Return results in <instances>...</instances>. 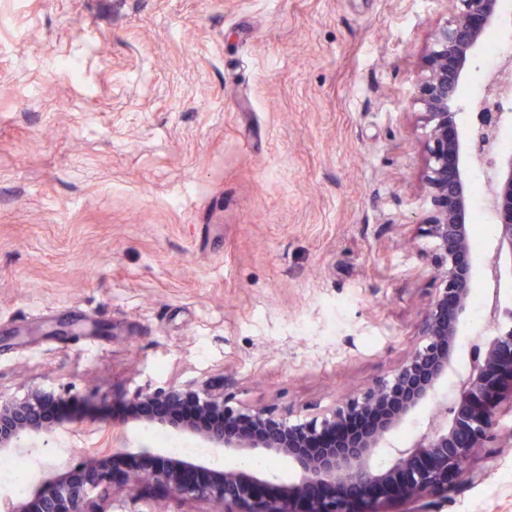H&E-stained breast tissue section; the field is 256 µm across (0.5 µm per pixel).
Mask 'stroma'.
Wrapping results in <instances>:
<instances>
[{
    "label": "stroma",
    "instance_id": "35a3bbf8",
    "mask_svg": "<svg viewBox=\"0 0 512 512\" xmlns=\"http://www.w3.org/2000/svg\"><path fill=\"white\" fill-rule=\"evenodd\" d=\"M446 8L0 0V394L59 396L29 485L108 434L112 512H210L132 491L135 390L304 419L393 373L435 288L411 96ZM475 464L432 512H512V447Z\"/></svg>",
    "mask_w": 512,
    "mask_h": 512
}]
</instances>
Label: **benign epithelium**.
Wrapping results in <instances>:
<instances>
[{"label":"benign epithelium","instance_id":"7a95c632","mask_svg":"<svg viewBox=\"0 0 512 512\" xmlns=\"http://www.w3.org/2000/svg\"><path fill=\"white\" fill-rule=\"evenodd\" d=\"M502 0H449L447 14L431 35L413 94L425 152L424 233L433 242L437 288L417 329L418 345L388 379L343 397L326 413L292 422L268 408L237 409L211 383L146 386L133 403L165 413L143 418L146 429L197 441L220 456L261 454L287 460L297 474L280 484L243 467L216 471L198 482L190 473L212 469L174 454L151 455L152 467L134 474L131 490L157 488L179 500L202 501L217 512H359V506L391 499L420 500L446 493L464 479L483 477L473 460L502 447L499 416L512 410V307L502 305L504 281L512 282V147L501 131L512 125L502 109L480 113L459 127L458 88L486 35L500 26ZM486 163L488 210L495 233L483 264L471 250V181L465 163ZM493 288L488 318L494 336L469 351L458 344L475 282ZM52 392L35 390L17 399L0 394V453H14L50 432L42 415ZM430 413L412 439L393 436L414 413ZM196 413H217L224 425L195 426ZM386 454L389 463L375 458ZM113 475L99 455L79 473L56 467L33 491V509L6 498L0 512H112Z\"/></svg>","mask_w":512,"mask_h":512}]
</instances>
